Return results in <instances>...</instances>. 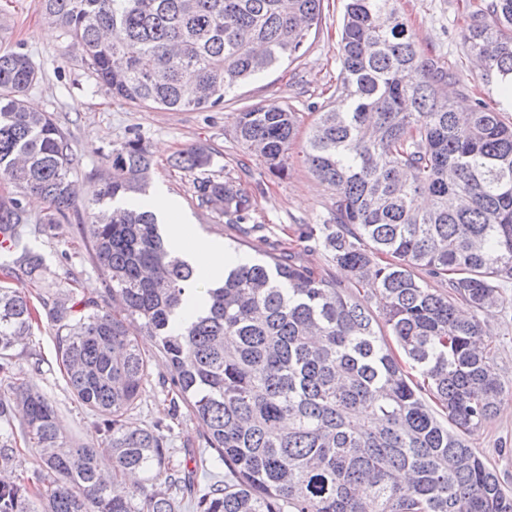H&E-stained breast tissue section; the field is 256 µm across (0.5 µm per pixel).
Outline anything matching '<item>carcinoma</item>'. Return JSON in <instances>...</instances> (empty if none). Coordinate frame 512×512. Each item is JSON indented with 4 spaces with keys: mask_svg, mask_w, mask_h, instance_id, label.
<instances>
[{
    "mask_svg": "<svg viewBox=\"0 0 512 512\" xmlns=\"http://www.w3.org/2000/svg\"><path fill=\"white\" fill-rule=\"evenodd\" d=\"M41 2L112 97L175 112L216 107L295 58L323 10V0ZM462 41L482 62L480 79L512 75V0L473 13ZM340 60L336 105L318 113L304 152L336 191L335 211L300 237L321 241L354 286L375 293L412 374L365 298L294 254L240 259L198 286L151 210L113 206L148 195L153 162L138 138L104 154L83 225L112 310L68 296L37 310L11 285L44 266L20 246L23 199L47 203L41 224L68 220L75 154L52 115L25 104L39 81L30 56L0 51V180L16 189L0 202L14 240L0 258V421L22 417L19 431L0 434V473L19 458L16 436L38 452L32 476L0 480V512H182L194 471L173 465L162 425L128 421L151 384L142 336L227 469L224 483L199 490L196 512H512V493L468 441L494 417L504 385L480 320L457 310L503 304L512 281V122L483 101L455 108L443 91L454 76L425 57L396 0H347ZM298 127L290 108L255 106L237 114L234 132L280 175ZM210 163L201 146L176 159L188 171ZM195 193L229 224L253 206L233 181L203 178ZM43 318L71 394L98 416L96 446L65 436L56 403L10 371Z\"/></svg>",
    "mask_w": 512,
    "mask_h": 512,
    "instance_id": "carcinoma-1",
    "label": "carcinoma"
}]
</instances>
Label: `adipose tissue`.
Instances as JSON below:
<instances>
[{
  "label": "adipose tissue",
  "mask_w": 512,
  "mask_h": 512,
  "mask_svg": "<svg viewBox=\"0 0 512 512\" xmlns=\"http://www.w3.org/2000/svg\"><path fill=\"white\" fill-rule=\"evenodd\" d=\"M148 207L164 221H167V236L170 247L180 253L206 279L223 275L225 265L234 261L233 255L225 254L223 248L209 242L196 239L187 240L181 225L175 224V203L167 196L159 194L149 198Z\"/></svg>",
  "instance_id": "1"
}]
</instances>
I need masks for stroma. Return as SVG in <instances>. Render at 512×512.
I'll return each instance as SVG.
<instances>
[{"instance_id": "stroma-1", "label": "stroma", "mask_w": 512, "mask_h": 512, "mask_svg": "<svg viewBox=\"0 0 512 512\" xmlns=\"http://www.w3.org/2000/svg\"><path fill=\"white\" fill-rule=\"evenodd\" d=\"M487 0H397V8L411 28L423 52L455 73L454 100L463 107L476 100L497 103L496 83L471 75L472 63L462 44V33L472 11ZM344 0H324L322 22L294 61L252 78L226 94L218 107L207 111L174 112L139 107L112 98L89 69L80 45L64 30L48 25L41 0H0V50H20L30 55L40 79L26 97L31 108L51 113L68 133L76 156L73 178L78 195L68 222L39 230L44 203L25 200L29 233L24 243L36 245L46 263L34 289L47 298L65 293L74 299L94 298L111 309L101 276L93 264L81 234V222L92 208L99 187L98 175L105 169L104 150L131 138H139L153 161L152 192H165L178 205V220L189 235L223 245L251 259L287 254L303 224L328 223L336 193L317 179L304 162L309 130L318 114L336 100L340 72L337 40L342 25ZM261 105L292 108L302 124L288 153L284 177L272 176L264 159L237 142L234 122L237 113ZM203 145L212 161L205 171H186L172 166L177 153ZM234 180L253 193L254 204L244 227L226 223L216 209L199 205L194 183L201 176ZM505 302L493 312L481 314L494 352L491 366L505 385L496 416L469 437V445L500 473L507 490H512V288L504 290ZM142 346L152 352V386L129 415L138 425H172L169 436L174 462L195 468L201 449L197 436L201 424L186 408H171L163 384L168 368L153 352L150 340ZM53 328L41 324L24 350L15 352L11 371L15 378L34 379L58 407L64 432L81 444L96 443L94 415L71 395L55 360Z\"/></svg>"}]
</instances>
